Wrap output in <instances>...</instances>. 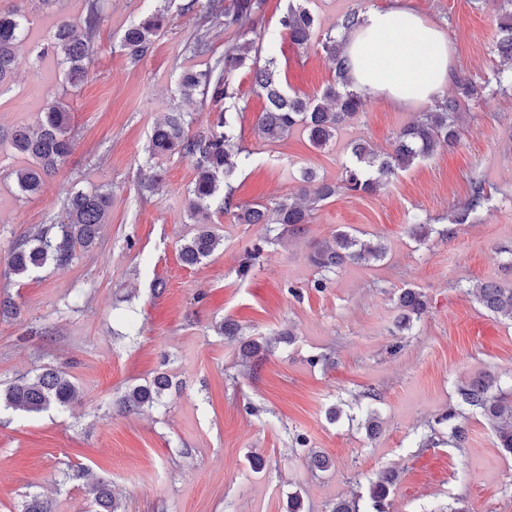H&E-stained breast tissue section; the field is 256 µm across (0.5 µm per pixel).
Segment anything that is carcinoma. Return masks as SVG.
Segmentation results:
<instances>
[{
	"mask_svg": "<svg viewBox=\"0 0 512 512\" xmlns=\"http://www.w3.org/2000/svg\"><path fill=\"white\" fill-rule=\"evenodd\" d=\"M98 0H86L85 13L76 17H61L40 45L36 59L51 56L62 65L65 85L77 87L87 75V64L93 53L92 35L99 20ZM499 40L497 51L504 67L486 78L457 74L456 92L437 99L428 111L414 122L402 127L386 152L375 150L365 141L350 145L349 160L343 167L340 183H322L311 169L301 172L302 194L310 196V206L289 197L268 204L243 206L233 200L231 180L241 163L238 148V112H217L215 122L202 130L190 132V121L182 112H171L156 122L147 147L151 159L178 155L194 163L197 173L189 191V217L199 230L180 246V260L195 266L222 245L223 237L211 227V207L230 214L239 224H263L265 230L245 249L237 274L245 276L262 256L266 246L289 233L300 231L310 221L311 211L340 191L357 195H373L387 186L396 174L410 169L417 161L431 157L438 147H452L461 141L459 112L471 102H485L497 95L512 92V0H500ZM266 0H184L181 10L201 13L206 17L224 18V29L233 31L244 42L233 41L224 46L217 56L209 39L208 30H198L193 36L192 51L210 55L211 62L203 72H186L179 81V90L187 98L201 96L204 102L219 105L232 102L240 96L239 72L249 69L252 88L262 96L266 105L259 117V130L266 141L282 140L295 129L307 133L310 144L317 149L329 147L337 132L353 120L363 102L362 92L349 88L347 71L349 59L344 54L343 40L330 34L321 40L322 50L332 59L336 71L334 83L312 97L288 93L273 59L261 60L262 48L254 38L256 20ZM308 0H289L280 25L288 31L292 43L305 47L316 38L317 20L307 7ZM165 22V15L156 11L143 21L126 29L122 48L128 59L137 63L152 52L156 34ZM29 19L18 7L0 8V94L13 79L18 66L19 51L23 45ZM10 149L24 158L22 167L14 171L19 195L29 198L39 194L46 179L53 176L74 149V138L68 125V112L61 106L55 93L48 89L37 121L17 124L0 133V147ZM471 195L467 203L451 213L452 224H467L472 215L488 200L483 179L478 174L470 178ZM112 205V191L93 188L70 192L63 204L62 220L45 224L31 237L17 242L10 254L12 273L25 278L51 265L57 270L67 269L79 249L88 250L96 244L105 216ZM387 253L379 240H364L352 232L338 229L328 240L314 245L309 262L323 276L312 282L321 290L327 287V274L342 265L380 261ZM483 307L512 321V288H502L494 282L483 283L478 289ZM401 313L396 322L398 332L411 329L427 311L425 295L413 288H405L398 296ZM266 337L252 339L243 345V363L268 351ZM170 386L167 375L159 373L151 382L131 388L124 397V407L137 412L161 403L163 393ZM460 404L480 412L492 427L498 446L512 453V387L497 384L490 373L482 374L461 384L457 390ZM77 396L75 384L56 369H46L32 379H19L0 390V402L9 408L27 413H40L55 408L62 410ZM460 413L448 408L430 426L431 433L448 430V444L463 447L467 439ZM393 474L381 471L368 481V496L372 512H385V500ZM98 512H116L109 485L98 481L90 486ZM20 512H54L52 501L38 495H27Z\"/></svg>",
	"mask_w": 512,
	"mask_h": 512,
	"instance_id": "1",
	"label": "carcinoma"
}]
</instances>
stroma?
I'll return each instance as SVG.
<instances>
[{
  "mask_svg": "<svg viewBox=\"0 0 512 512\" xmlns=\"http://www.w3.org/2000/svg\"><path fill=\"white\" fill-rule=\"evenodd\" d=\"M391 2L311 0L310 7L320 33L338 37L344 13ZM181 3L100 0L88 76L62 96L76 148L41 195L18 197L21 161L0 156V296L18 308L0 315V388L57 368L78 391L63 412L0 406V512H18L28 493L50 497L55 512H90L87 480H63L70 466L109 483L118 512H288L294 493L302 512H332L340 500L366 495L381 470L396 475L387 512H512V455L497 448L478 411L461 410L464 448L420 445L429 422L457 405L462 383L491 372L512 384V321L476 298L485 282L512 288V95L463 110L459 145L439 148L380 192L325 201L302 234L268 246L247 278L236 275L241 252L263 227L219 212L213 227L223 247L189 267L179 250L196 230L187 212L195 167L177 155L152 164L146 151L154 124L170 110L188 113L194 131L216 117L211 103L179 93L181 74L210 62L189 48L203 18L182 13ZM408 4L443 30L454 72L491 76L499 63L495 0ZM14 5L29 12L32 42L0 94L5 129L33 122L46 87L60 83L55 60L36 61L31 51L52 17L34 0H0L1 7ZM287 6L266 0L257 24L262 54L275 57L291 91L311 96L334 82V65L318 44L290 42L279 24ZM157 9L167 24L153 52L131 64L122 36ZM238 106L244 161L232 187L243 205L295 196L305 168L338 182L351 140L388 150L395 133L427 109L368 96L335 144L317 150L299 130L278 142L261 137L265 102L246 76ZM154 167L162 179L152 186L146 177ZM475 172L488 199L475 222L449 225L451 211L470 197ZM90 186L112 192L96 245L78 252L68 269L10 274L12 245L58 220L70 189ZM415 214L436 228L428 241L409 232ZM342 227L382 240L387 255L345 266L316 290L311 247ZM442 229L447 238H439ZM405 287L421 290L428 309L395 338L397 294ZM224 321L240 325L241 335H221ZM285 332L289 340L249 372L243 339ZM395 340L401 348L393 354ZM160 371L172 380L162 406L127 413L124 394ZM333 408L340 411L334 421ZM371 410L380 421L374 436L365 428ZM300 434L306 446L296 444ZM317 455L329 459L328 468L314 466Z\"/></svg>",
  "mask_w": 512,
  "mask_h": 512,
  "instance_id": "stroma-1",
  "label": "stroma"
}]
</instances>
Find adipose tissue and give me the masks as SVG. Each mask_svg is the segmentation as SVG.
<instances>
[{
    "mask_svg": "<svg viewBox=\"0 0 512 512\" xmlns=\"http://www.w3.org/2000/svg\"><path fill=\"white\" fill-rule=\"evenodd\" d=\"M351 89L383 97L398 107L443 95L452 76L448 41L407 5L371 9L345 44Z\"/></svg>",
    "mask_w": 512,
    "mask_h": 512,
    "instance_id": "1",
    "label": "adipose tissue"
}]
</instances>
